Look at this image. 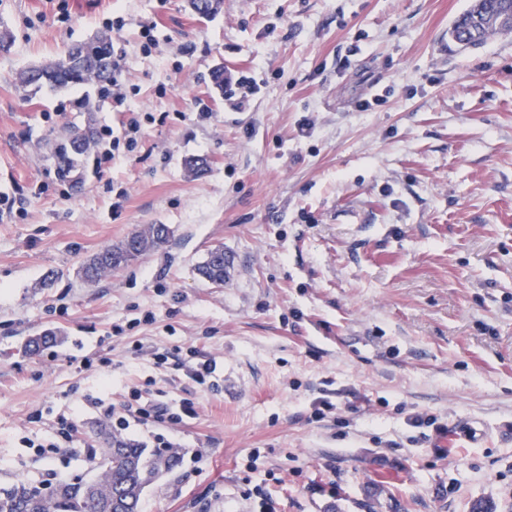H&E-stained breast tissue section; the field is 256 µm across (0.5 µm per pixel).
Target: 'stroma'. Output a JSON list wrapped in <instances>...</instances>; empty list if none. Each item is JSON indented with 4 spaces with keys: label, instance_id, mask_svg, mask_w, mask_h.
<instances>
[{
    "label": "stroma",
    "instance_id": "obj_1",
    "mask_svg": "<svg viewBox=\"0 0 512 512\" xmlns=\"http://www.w3.org/2000/svg\"><path fill=\"white\" fill-rule=\"evenodd\" d=\"M469 4L223 0L203 18L186 0H0V488L86 476L106 409L138 390L197 410L125 430L179 451L140 512H512V34L457 50ZM118 16L122 105L94 83L18 87ZM219 65L253 88L218 91ZM133 117L135 150L102 143L81 188L58 179L66 130L120 137ZM146 224L169 243L80 280ZM217 246L220 286L197 271ZM191 348L214 386L187 376ZM63 415L72 441L39 453ZM418 415L477 439L439 455Z\"/></svg>",
    "mask_w": 512,
    "mask_h": 512
}]
</instances>
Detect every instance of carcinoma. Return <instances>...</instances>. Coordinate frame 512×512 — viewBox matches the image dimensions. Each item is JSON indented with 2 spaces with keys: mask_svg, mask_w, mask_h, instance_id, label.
<instances>
[{
  "mask_svg": "<svg viewBox=\"0 0 512 512\" xmlns=\"http://www.w3.org/2000/svg\"><path fill=\"white\" fill-rule=\"evenodd\" d=\"M509 9L503 0H482L471 3L455 21L449 35H469L471 39L486 40L494 35L512 33V25L488 31L486 17L499 15ZM86 50V63L82 67L80 83H112V69L118 59L112 56V37L98 35L89 41L69 46L53 61L31 66L18 75L19 87L47 83L56 88L75 84L71 76L69 60L77 47ZM94 143L89 129H74L55 145L58 158L59 178L68 183H79L78 156ZM172 234L166 224H148L132 232L121 243L107 247L84 262L81 277L87 283H96L112 271L137 262L151 249L166 243ZM229 264L224 262V249H211L206 260L198 266L199 274L209 282L222 285L227 277ZM177 451L149 450L118 435H107L105 447L92 458L95 470L93 480L108 488L117 496L115 508L119 512H139L144 489L177 462ZM0 512H98L91 497L83 487L61 482L54 494L47 496L40 488L21 480L0 488Z\"/></svg>",
  "mask_w": 512,
  "mask_h": 512,
  "instance_id": "cac0c4a2",
  "label": "carcinoma"
}]
</instances>
